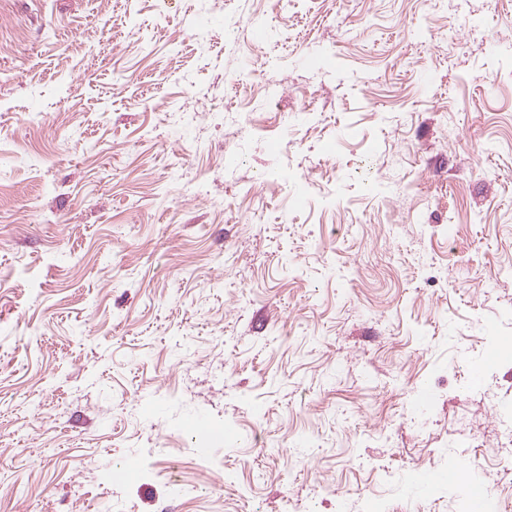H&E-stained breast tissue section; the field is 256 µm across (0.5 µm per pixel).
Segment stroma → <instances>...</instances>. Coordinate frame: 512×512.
Wrapping results in <instances>:
<instances>
[{
    "label": "stroma",
    "instance_id": "1",
    "mask_svg": "<svg viewBox=\"0 0 512 512\" xmlns=\"http://www.w3.org/2000/svg\"><path fill=\"white\" fill-rule=\"evenodd\" d=\"M505 334L512 0H0V512H454Z\"/></svg>",
    "mask_w": 512,
    "mask_h": 512
}]
</instances>
